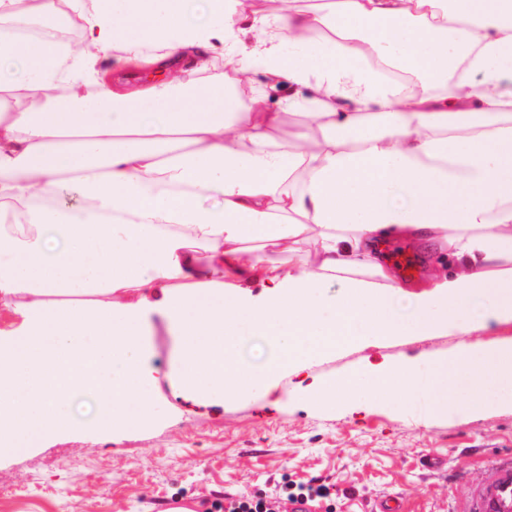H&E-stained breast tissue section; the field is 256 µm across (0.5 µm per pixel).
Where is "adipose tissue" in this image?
I'll return each mask as SVG.
<instances>
[{
	"label": "adipose tissue",
	"instance_id": "1",
	"mask_svg": "<svg viewBox=\"0 0 512 512\" xmlns=\"http://www.w3.org/2000/svg\"><path fill=\"white\" fill-rule=\"evenodd\" d=\"M52 12L84 49L59 52L41 25ZM217 47L224 74L178 79ZM104 57L166 78H105ZM0 67V303L37 297L0 335L1 457L76 431L105 445L154 421L140 312L119 301L129 288L165 286L183 338L169 377L197 409L275 391L303 336L320 352L339 336H469L480 297L512 319V0H285L273 16L207 0L196 24L182 0H0ZM258 72L305 89L320 143L276 139L281 112L229 93ZM71 192L78 207L58 204ZM304 235L316 272L260 254ZM389 235L447 244L457 267L414 293L408 319L378 261ZM257 268L265 298L251 305L224 277ZM254 336L279 359L238 360ZM462 374L512 401V355L466 345L424 379L437 407ZM81 391L94 416H73Z\"/></svg>",
	"mask_w": 512,
	"mask_h": 512
}]
</instances>
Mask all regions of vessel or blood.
I'll return each instance as SVG.
<instances>
[{
    "instance_id": "vessel-or-blood-1",
    "label": "vessel or blood",
    "mask_w": 512,
    "mask_h": 512,
    "mask_svg": "<svg viewBox=\"0 0 512 512\" xmlns=\"http://www.w3.org/2000/svg\"><path fill=\"white\" fill-rule=\"evenodd\" d=\"M448 512H512V451L486 454L475 469H461L450 485ZM274 512H326L324 501L308 498L280 500ZM339 512H417L406 496L382 494L365 500L355 498Z\"/></svg>"
}]
</instances>
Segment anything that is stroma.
Listing matches in <instances>:
<instances>
[{
    "label": "stroma",
    "instance_id": "stroma-1",
    "mask_svg": "<svg viewBox=\"0 0 512 512\" xmlns=\"http://www.w3.org/2000/svg\"><path fill=\"white\" fill-rule=\"evenodd\" d=\"M253 83L265 88L268 106L283 114L277 138L295 141L302 120L292 102L296 89L269 87L260 74ZM381 253L394 277L411 285L429 283L437 262L448 259L447 248L403 237L387 239ZM402 256L413 261V276L400 267ZM144 297L153 304L144 313L150 363L165 371L175 339L155 308L162 292L132 289L122 301L136 305ZM467 343L512 349V321L486 317L470 337L448 332L338 343L310 358L306 368L282 369L280 411L255 390L225 399L211 415L195 416L167 382H159L153 389L158 418L150 428L127 431L105 448L80 433L53 436L0 458V512H151L154 503L174 497L200 501L214 491L247 494L314 476L338 497L403 492L421 512H442L446 490L422 479L418 454L447 456L455 467L466 449L512 448V404L480 403L478 392L461 384L449 388L447 408L436 412L426 395L404 393L401 378L392 377L378 390L368 378L404 361L414 373H426ZM307 375L354 386L316 400L295 391Z\"/></svg>",
    "mask_w": 512,
    "mask_h": 512
}]
</instances>
